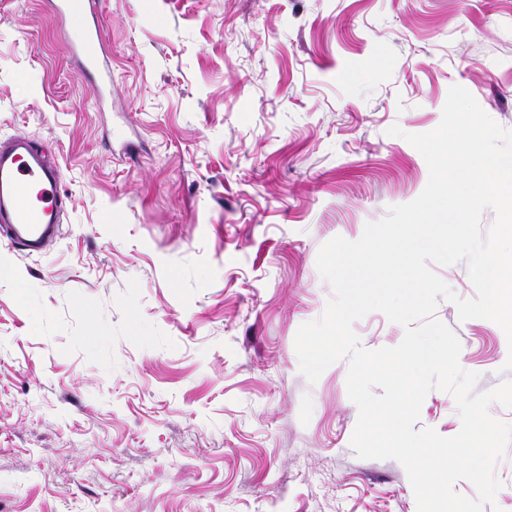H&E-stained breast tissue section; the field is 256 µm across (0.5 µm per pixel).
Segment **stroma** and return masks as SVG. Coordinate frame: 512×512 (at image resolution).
<instances>
[{
	"instance_id": "obj_1",
	"label": "stroma",
	"mask_w": 512,
	"mask_h": 512,
	"mask_svg": "<svg viewBox=\"0 0 512 512\" xmlns=\"http://www.w3.org/2000/svg\"><path fill=\"white\" fill-rule=\"evenodd\" d=\"M100 97L51 0H0V140L59 165L61 238H0V512H417L357 457L347 360L294 348L354 241L429 171L451 86L512 129V0H100ZM399 126L402 136L389 135ZM437 318L476 392L512 381L502 328ZM363 348L403 328L372 312ZM418 427L461 422L431 391Z\"/></svg>"
}]
</instances>
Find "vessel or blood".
Returning a JSON list of instances; mask_svg holds the SVG:
<instances>
[{
    "instance_id": "b4317fda",
    "label": "vessel or blood",
    "mask_w": 512,
    "mask_h": 512,
    "mask_svg": "<svg viewBox=\"0 0 512 512\" xmlns=\"http://www.w3.org/2000/svg\"><path fill=\"white\" fill-rule=\"evenodd\" d=\"M68 21L69 44L87 77L103 81L110 70L98 53L102 40L99 0H57ZM62 172L49 165L29 138L0 141V224L10 245L38 253L49 247L59 231L62 211Z\"/></svg>"
}]
</instances>
